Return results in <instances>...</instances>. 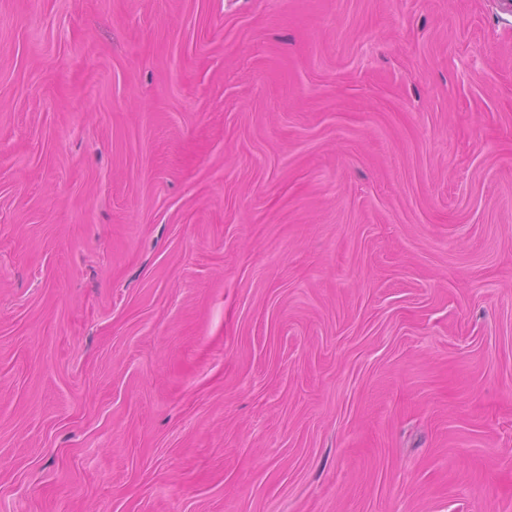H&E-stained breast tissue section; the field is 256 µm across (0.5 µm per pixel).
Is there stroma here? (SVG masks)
<instances>
[{
	"label": "stroma",
	"mask_w": 512,
	"mask_h": 512,
	"mask_svg": "<svg viewBox=\"0 0 512 512\" xmlns=\"http://www.w3.org/2000/svg\"><path fill=\"white\" fill-rule=\"evenodd\" d=\"M0 512H512V13L0 0Z\"/></svg>",
	"instance_id": "obj_1"
}]
</instances>
